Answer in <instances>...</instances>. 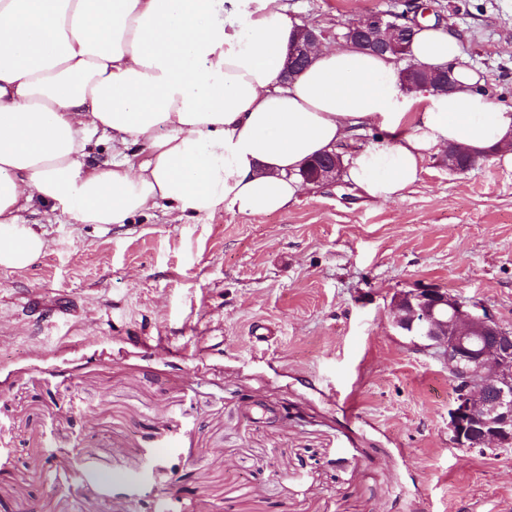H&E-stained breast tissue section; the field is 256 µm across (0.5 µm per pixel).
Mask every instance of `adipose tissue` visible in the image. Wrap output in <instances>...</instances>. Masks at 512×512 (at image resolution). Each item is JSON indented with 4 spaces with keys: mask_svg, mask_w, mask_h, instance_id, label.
I'll use <instances>...</instances> for the list:
<instances>
[{
    "mask_svg": "<svg viewBox=\"0 0 512 512\" xmlns=\"http://www.w3.org/2000/svg\"><path fill=\"white\" fill-rule=\"evenodd\" d=\"M296 29L282 0H0V267L43 255L21 219L37 203L104 225L159 207L180 220L282 211L308 190L309 159L368 127L389 138L355 152L345 178L377 201L451 145L512 168V108L476 92L455 30L427 25L412 44L416 62L453 65L455 89L408 94L394 57L343 43L280 83ZM94 132L111 161H90Z\"/></svg>",
    "mask_w": 512,
    "mask_h": 512,
    "instance_id": "adipose-tissue-1",
    "label": "adipose tissue"
}]
</instances>
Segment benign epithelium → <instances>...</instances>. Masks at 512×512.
Returning <instances> with one entry per match:
<instances>
[{
  "label": "benign epithelium",
  "instance_id": "benign-epithelium-1",
  "mask_svg": "<svg viewBox=\"0 0 512 512\" xmlns=\"http://www.w3.org/2000/svg\"><path fill=\"white\" fill-rule=\"evenodd\" d=\"M417 2L408 0L404 15L373 11L361 24H345L343 38H355L375 49L405 58L415 31ZM324 33L301 27V38L290 46L284 73L311 62V46ZM336 154L324 159L313 183L336 180ZM395 326L426 342L448 362L451 377L464 384L448 411V436L457 448L512 447V328L486 305L438 288H415L395 294L391 302Z\"/></svg>",
  "mask_w": 512,
  "mask_h": 512
}]
</instances>
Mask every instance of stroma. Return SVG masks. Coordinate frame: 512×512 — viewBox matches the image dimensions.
Segmentation results:
<instances>
[{"instance_id": "1", "label": "stroma", "mask_w": 512, "mask_h": 512, "mask_svg": "<svg viewBox=\"0 0 512 512\" xmlns=\"http://www.w3.org/2000/svg\"><path fill=\"white\" fill-rule=\"evenodd\" d=\"M333 42L401 0H284ZM512 108V0H425ZM0 268V512H512V447L448 440L446 362L394 325L430 286L512 327V170L425 159L402 198L345 178L284 211L73 224ZM275 331L265 346L253 325Z\"/></svg>"}]
</instances>
